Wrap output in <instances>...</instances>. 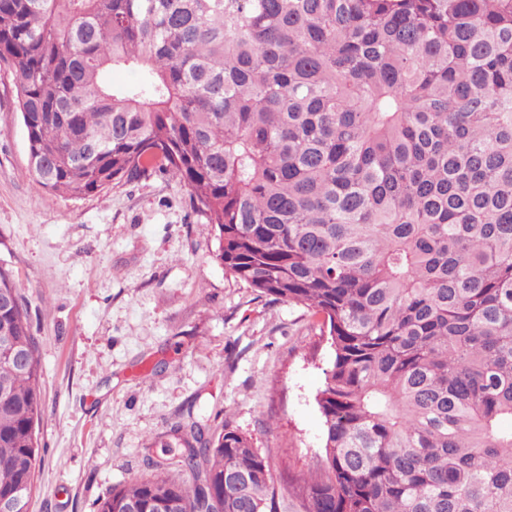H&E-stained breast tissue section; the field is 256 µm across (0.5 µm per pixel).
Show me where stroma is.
I'll list each match as a JSON object with an SVG mask.
<instances>
[{"mask_svg":"<svg viewBox=\"0 0 512 512\" xmlns=\"http://www.w3.org/2000/svg\"><path fill=\"white\" fill-rule=\"evenodd\" d=\"M212 225L178 178L155 171L100 193H44L28 162L14 85L0 70V268L39 343L41 462L29 512H96V502L177 448L196 419L251 436L278 480L316 466V395L333 360L308 308L257 296L216 259Z\"/></svg>","mask_w":512,"mask_h":512,"instance_id":"35a3bbf8","label":"stroma"}]
</instances>
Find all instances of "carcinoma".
Masks as SVG:
<instances>
[{
	"label": "carcinoma",
	"instance_id": "cac0c4a2",
	"mask_svg": "<svg viewBox=\"0 0 512 512\" xmlns=\"http://www.w3.org/2000/svg\"><path fill=\"white\" fill-rule=\"evenodd\" d=\"M0 65L41 189L167 171L226 273L321 316L303 512H512V0H0ZM4 293L28 363L0 355V495L27 503L41 361ZM173 441L189 478L156 464L97 512H278L250 436Z\"/></svg>",
	"mask_w": 512,
	"mask_h": 512
}]
</instances>
